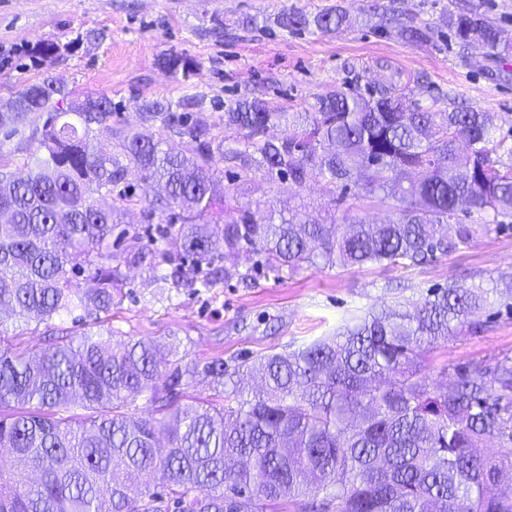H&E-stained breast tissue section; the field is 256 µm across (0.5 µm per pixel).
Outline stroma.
<instances>
[{"mask_svg":"<svg viewBox=\"0 0 512 512\" xmlns=\"http://www.w3.org/2000/svg\"><path fill=\"white\" fill-rule=\"evenodd\" d=\"M336 6L351 26L322 33L278 27L289 9L309 14ZM475 8L512 40V0H0V105L23 85L53 75L80 94L104 95L122 124L162 138L168 149H184L178 135L141 119L147 104L175 112L223 115L238 98L260 97L289 112L311 111L316 100L344 83L359 88L400 76L420 105H459L495 113L502 130L512 129V56L491 59L461 52L448 16ZM428 23L432 40L411 44L385 26L383 14ZM56 44L48 59L36 55ZM195 63L190 77L162 65L169 54ZM45 116L28 113L23 123L0 128V156L34 162L30 136ZM240 205L265 203L285 209L297 197L334 203L337 216L370 223L390 218L388 208L355 192L327 193L323 180L296 187L268 182L258 171L229 183ZM122 265L127 286L112 309L114 340L175 339L187 359L221 354L229 366L244 367L255 356L291 352L372 309L395 300L421 298L429 289L456 282L492 285L512 281V229L477 236L467 247L420 266L311 267L272 274L257 269V258L241 253L238 265L248 283L233 280L195 291L169 287L164 265ZM512 356V315L493 317L483 333L448 341L426 361L434 382L445 383L444 363Z\"/></svg>","mask_w":512,"mask_h":512,"instance_id":"obj_1","label":"stroma"}]
</instances>
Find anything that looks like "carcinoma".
<instances>
[{"label": "carcinoma", "instance_id": "cac0c4a2", "mask_svg": "<svg viewBox=\"0 0 512 512\" xmlns=\"http://www.w3.org/2000/svg\"><path fill=\"white\" fill-rule=\"evenodd\" d=\"M348 22L335 8L313 16L282 11L289 31L333 32ZM460 50L507 58L512 43L474 11L449 14ZM411 43L431 37L414 21L399 29ZM163 65L188 77L194 63L170 54ZM43 112L32 133L43 154L32 169L0 158V313L32 317L54 331L63 313L82 310L112 323L125 287L113 249L128 264L155 259L131 209L164 242V280L211 288L247 275L249 249L270 272L320 263L418 266L469 245L481 232L512 229V145L496 136L491 112L408 105L393 86L364 95L338 89L312 112H287L241 98L216 118L176 114L160 103L141 113L185 140L172 154L160 142L112 121V102L82 99L60 77L24 86L0 112V126ZM244 148H224L217 125ZM110 141L107 151L95 140ZM465 140L463 159L456 144ZM264 172L298 186L373 195L396 218L366 224L306 206L283 214L238 206L218 163ZM139 180H127L130 169ZM461 213L489 224L448 226ZM178 228H172V225ZM512 314V284L462 288L454 282L416 301L372 310L332 336L250 366L261 385L244 393L224 357L186 360L173 342L112 344V328L40 351L6 334L0 322V512H512V458L486 453L512 445V356L446 364L436 385L423 372L428 353L484 330L492 303ZM199 372L212 397L190 392ZM146 397L153 411L129 414ZM81 406L83 414L74 412ZM160 474V485L134 482Z\"/></svg>", "mask_w": 512, "mask_h": 512}]
</instances>
